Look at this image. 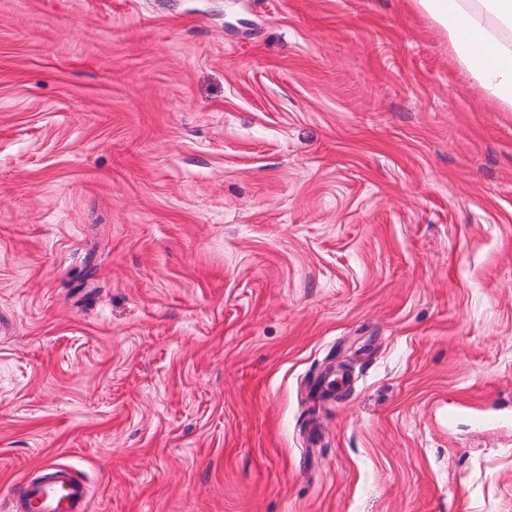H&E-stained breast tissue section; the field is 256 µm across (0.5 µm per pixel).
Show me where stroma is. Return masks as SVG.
<instances>
[{
  "mask_svg": "<svg viewBox=\"0 0 512 512\" xmlns=\"http://www.w3.org/2000/svg\"><path fill=\"white\" fill-rule=\"evenodd\" d=\"M509 404L512 112L413 0H0V503L512 512ZM90 485L69 465L45 462L11 488V512H87Z\"/></svg>",
  "mask_w": 512,
  "mask_h": 512,
  "instance_id": "obj_1",
  "label": "stroma"
}]
</instances>
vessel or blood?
Wrapping results in <instances>:
<instances>
[{
	"instance_id": "1",
	"label": "vessel or blood",
	"mask_w": 512,
	"mask_h": 512,
	"mask_svg": "<svg viewBox=\"0 0 512 512\" xmlns=\"http://www.w3.org/2000/svg\"><path fill=\"white\" fill-rule=\"evenodd\" d=\"M89 484L69 465L46 462L24 475L9 496L10 512H88Z\"/></svg>"
}]
</instances>
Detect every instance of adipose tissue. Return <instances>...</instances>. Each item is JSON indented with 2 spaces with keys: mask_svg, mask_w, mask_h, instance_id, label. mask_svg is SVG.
Returning <instances> with one entry per match:
<instances>
[{
  "mask_svg": "<svg viewBox=\"0 0 512 512\" xmlns=\"http://www.w3.org/2000/svg\"><path fill=\"white\" fill-rule=\"evenodd\" d=\"M448 34L456 58L512 110V0H416Z\"/></svg>",
  "mask_w": 512,
  "mask_h": 512,
  "instance_id": "1",
  "label": "adipose tissue"
}]
</instances>
